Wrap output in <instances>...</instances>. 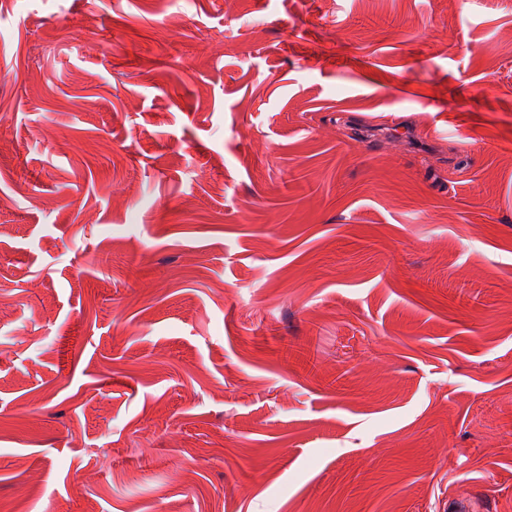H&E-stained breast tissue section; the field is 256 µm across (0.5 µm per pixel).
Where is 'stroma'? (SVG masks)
Returning <instances> with one entry per match:
<instances>
[{
    "mask_svg": "<svg viewBox=\"0 0 512 512\" xmlns=\"http://www.w3.org/2000/svg\"><path fill=\"white\" fill-rule=\"evenodd\" d=\"M133 506L512 512V0L0 9V512Z\"/></svg>",
    "mask_w": 512,
    "mask_h": 512,
    "instance_id": "stroma-1",
    "label": "stroma"
}]
</instances>
